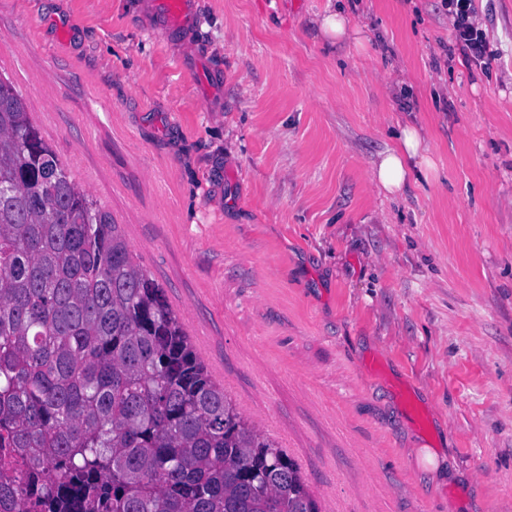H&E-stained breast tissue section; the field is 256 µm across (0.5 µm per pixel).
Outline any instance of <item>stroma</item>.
Instances as JSON below:
<instances>
[{
  "instance_id": "35a3bbf8",
  "label": "stroma",
  "mask_w": 512,
  "mask_h": 512,
  "mask_svg": "<svg viewBox=\"0 0 512 512\" xmlns=\"http://www.w3.org/2000/svg\"><path fill=\"white\" fill-rule=\"evenodd\" d=\"M0 0V77L322 512H512V0ZM438 172L372 180L400 126ZM438 454L424 465L423 449ZM147 9L164 30L188 34L196 20L198 3L196 0H150ZM327 8L320 18V28L323 33L335 40L336 43L346 42L350 38L354 39V45L363 48L361 38L358 36L360 29L358 27L351 28V21L342 9L337 10L331 8V1L328 0ZM474 0H448L451 15L454 16V37L462 47L464 54L474 62L480 63L487 56V40L482 28L476 26L471 18L474 13Z\"/></svg>"
}]
</instances>
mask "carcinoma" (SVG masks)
I'll list each match as a JSON object with an SVG mask.
<instances>
[{"label": "carcinoma", "instance_id": "carcinoma-1", "mask_svg": "<svg viewBox=\"0 0 512 512\" xmlns=\"http://www.w3.org/2000/svg\"><path fill=\"white\" fill-rule=\"evenodd\" d=\"M0 512H320L0 79Z\"/></svg>", "mask_w": 512, "mask_h": 512}]
</instances>
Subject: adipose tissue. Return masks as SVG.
<instances>
[{
	"label": "adipose tissue",
	"mask_w": 512,
	"mask_h": 512,
	"mask_svg": "<svg viewBox=\"0 0 512 512\" xmlns=\"http://www.w3.org/2000/svg\"><path fill=\"white\" fill-rule=\"evenodd\" d=\"M414 170L429 175L435 173L436 166L423 145L419 130L407 126L398 133L394 146L381 154L373 178L378 187L397 197L403 193L409 174Z\"/></svg>",
	"instance_id": "adipose-tissue-1"
}]
</instances>
